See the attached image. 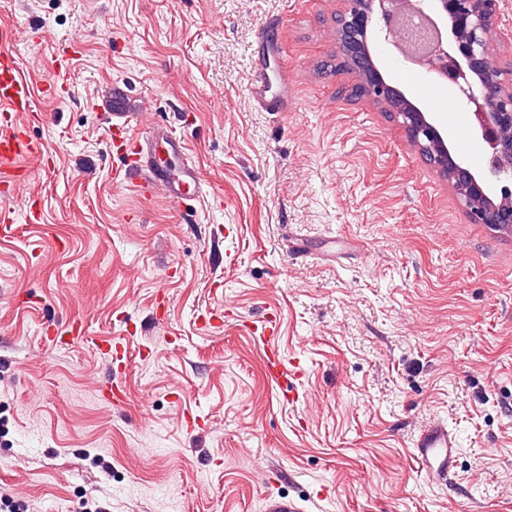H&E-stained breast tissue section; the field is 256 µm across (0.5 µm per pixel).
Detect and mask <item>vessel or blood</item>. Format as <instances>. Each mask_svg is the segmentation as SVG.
<instances>
[{
    "instance_id": "b4317fda",
    "label": "vessel or blood",
    "mask_w": 512,
    "mask_h": 512,
    "mask_svg": "<svg viewBox=\"0 0 512 512\" xmlns=\"http://www.w3.org/2000/svg\"><path fill=\"white\" fill-rule=\"evenodd\" d=\"M268 75L263 63H256L252 82L253 100L263 111L284 112L287 99L266 96ZM35 91L23 75L17 58L0 45V167L17 163L40 153L39 144L29 139L18 116L32 110ZM103 105L112 119V146L121 164L115 170L116 188H130L146 194L157 189L167 194L179 208L203 197L205 181L195 161L186 155L183 143L163 131L142 130L134 104L125 91L113 87L103 97ZM180 157L178 166L162 164L158 148ZM413 458L420 472L432 483L446 481L457 466L458 442L447 421L434 419L421 430L413 443Z\"/></svg>"
}]
</instances>
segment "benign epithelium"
Masks as SVG:
<instances>
[{"label": "benign epithelium", "instance_id": "1", "mask_svg": "<svg viewBox=\"0 0 512 512\" xmlns=\"http://www.w3.org/2000/svg\"><path fill=\"white\" fill-rule=\"evenodd\" d=\"M343 2L336 14V53L356 75L355 92L397 119L410 143L453 186L474 223L512 230V81L492 54L499 0H436L450 23L448 38L412 60L473 108V133L485 146L480 170L453 156L430 113L388 83L373 60L369 36L377 26L399 48L396 18L404 0Z\"/></svg>", "mask_w": 512, "mask_h": 512}]
</instances>
